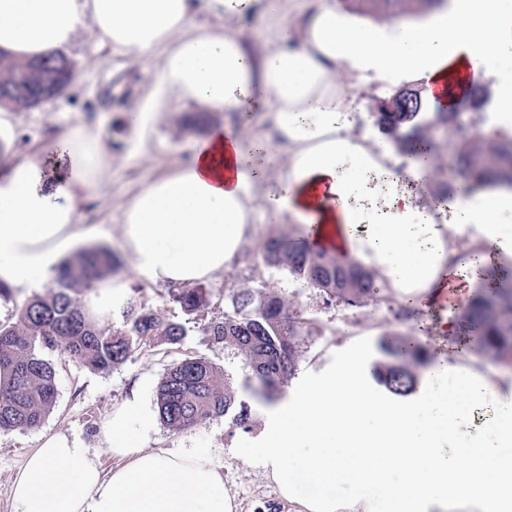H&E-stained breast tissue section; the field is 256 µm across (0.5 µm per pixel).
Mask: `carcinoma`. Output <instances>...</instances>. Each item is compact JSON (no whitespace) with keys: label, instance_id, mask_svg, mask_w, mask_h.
Wrapping results in <instances>:
<instances>
[{"label":"carcinoma","instance_id":"cac0c4a2","mask_svg":"<svg viewBox=\"0 0 512 512\" xmlns=\"http://www.w3.org/2000/svg\"><path fill=\"white\" fill-rule=\"evenodd\" d=\"M417 2V13L441 8L447 0H350L354 10L383 19H399L403 5ZM24 63L0 54V88L23 79ZM404 89L387 97L389 111L370 107L379 132L408 150L425 166L431 163V138L442 135L453 151L456 179L470 187L497 179L512 187V139L484 133L477 116L485 112L490 92L475 84L464 99L448 109L426 99L410 107L403 104ZM208 112L187 118L186 126L203 133L211 124ZM264 261L282 264L302 286L315 288L331 300L347 306L381 305L387 301L370 270L339 255L307 244H294L270 235L262 247ZM120 265L117 255L105 247H91L73 261L58 266L51 289L29 299L18 322L0 324V429L37 426L52 410L56 399V370L42 350H58L70 361L90 369L107 371L124 364L137 350L165 336L176 344L187 335L184 323L170 320L145 306L137 297L120 308L119 325L100 328L78 307L71 292L90 291L99 280ZM174 300L186 315H198L209 305L204 288L177 290ZM467 322L477 336L475 352L485 361L512 372V287L477 294L467 309ZM216 343L242 356L254 382L252 391L268 402L279 398L283 384L295 373L298 348L309 335L307 320L288 309L285 301L266 286L230 288L224 296V315L202 325ZM387 360L375 364L373 375L388 392L407 396L417 387L414 367L425 362L426 348L413 336L393 333L381 344ZM218 371L204 357H188L170 368L156 395L159 420L168 428L184 430L214 417L229 416L247 433L252 425L249 404L237 399L229 378L217 386Z\"/></svg>","mask_w":512,"mask_h":512}]
</instances>
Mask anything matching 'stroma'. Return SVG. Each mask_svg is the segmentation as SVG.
<instances>
[{
    "instance_id": "35a3bbf8",
    "label": "stroma",
    "mask_w": 512,
    "mask_h": 512,
    "mask_svg": "<svg viewBox=\"0 0 512 512\" xmlns=\"http://www.w3.org/2000/svg\"><path fill=\"white\" fill-rule=\"evenodd\" d=\"M318 5L319 0H254L249 10L222 23L238 31L251 51L262 54L276 45L277 22L300 27ZM68 56L76 65L77 81L66 94L40 108L14 110L11 133L7 140L0 142V155L7 159L17 154L32 156L42 145L70 128L81 125L100 128L112 154L110 175L96 195L79 201L78 212L83 224L95 230V244L114 249L118 246V226L126 202L145 183L187 162L197 136L185 128L187 107L175 101L150 129L144 147L132 150L126 113L154 84L156 68L131 57H105L87 27L79 31ZM337 78L351 87L353 133L374 130L369 106L374 99L389 95V88L358 80L343 70L338 71ZM255 207V232L245 244L238 263L205 284L211 304L204 315L209 318L223 313L225 289L255 288L263 284L277 291L290 309L303 312L310 321V334L299 348L297 374L283 386V394L293 393L300 375L324 371L335 351L359 338H370L375 347L373 361H382L379 348L382 339L388 333L403 332L414 336L430 352L445 353L451 369L479 372L495 387L498 402L512 403V379L470 353L472 336L463 331L444 338L436 334L434 326L422 327L417 320L395 317L394 311L401 305L395 289L386 291L388 305L347 307L326 299L317 289L301 286L286 267L266 265L261 248L270 234L298 237L302 230L287 217L268 209L264 201H256ZM117 275L127 280L130 287L140 288V296L147 306L165 317L183 319L184 314L167 287L139 279L132 272L131 262H124ZM46 357L56 368L57 397L53 409L37 427L0 430V512H15L12 482L28 455L39 448L43 436H68L89 454L99 457L108 469L113 459L101 429L131 393H138L147 404H155L163 376L188 357L209 359L220 373L228 374L241 386L245 374L241 356L213 343L199 327L190 328L178 344L169 343L163 336L155 337L151 345L109 371L78 366L55 350L47 352ZM239 397L252 408L253 427L249 433L235 429L226 416L185 430H172L159 424L144 436L145 448L206 454L223 474L224 488L234 497L237 512H299L298 504L280 499L261 466L235 453L234 447L242 437L252 440L262 437L268 410L252 391L242 387Z\"/></svg>"
}]
</instances>
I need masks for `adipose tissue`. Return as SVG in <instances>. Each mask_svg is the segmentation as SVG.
Instances as JSON below:
<instances>
[{
    "instance_id": "obj_1",
    "label": "adipose tissue",
    "mask_w": 512,
    "mask_h": 512,
    "mask_svg": "<svg viewBox=\"0 0 512 512\" xmlns=\"http://www.w3.org/2000/svg\"><path fill=\"white\" fill-rule=\"evenodd\" d=\"M196 0H0V50L30 61L67 53L82 26L99 49L158 68L143 107L128 117L137 145L171 102L196 112L246 113L269 106L271 137L246 123L212 125L190 159L147 182L126 203L119 242L137 277L184 286L223 274L254 232L259 165L269 143L287 153L268 207L300 224L323 250L371 270L421 311L442 309L447 291L466 298L477 268L512 255V187L486 185L451 202L426 197L422 169L392 140L352 132V100L336 77L345 68L386 86L420 82L425 97L462 70L492 83L494 130L512 133V6L448 0L426 21L373 27L336 7L300 28L281 26L276 47L252 53L236 31L197 30ZM110 156L99 129L79 127L42 157L0 167V283L35 289L62 251L85 240L78 202L105 184ZM471 253L451 260L455 238ZM127 283L107 278L84 311L104 323L124 303ZM155 413L139 395L115 410L104 436L116 464L66 435L44 438L13 483L15 512H236L224 478L199 452L149 451Z\"/></svg>"
}]
</instances>
